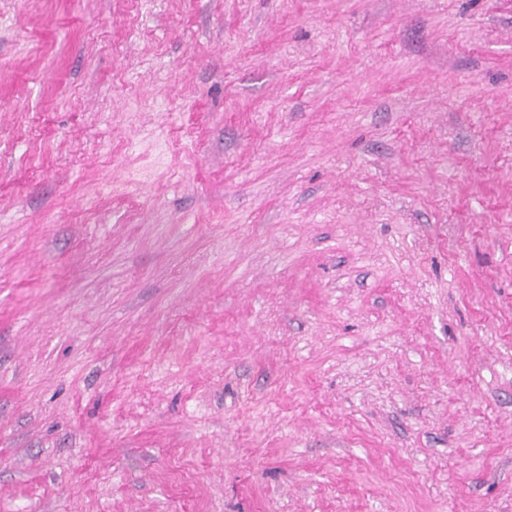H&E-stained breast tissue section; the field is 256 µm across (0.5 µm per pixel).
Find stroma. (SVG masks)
<instances>
[{
    "label": "stroma",
    "mask_w": 512,
    "mask_h": 512,
    "mask_svg": "<svg viewBox=\"0 0 512 512\" xmlns=\"http://www.w3.org/2000/svg\"><path fill=\"white\" fill-rule=\"evenodd\" d=\"M0 512H512V0H0Z\"/></svg>",
    "instance_id": "1"
}]
</instances>
